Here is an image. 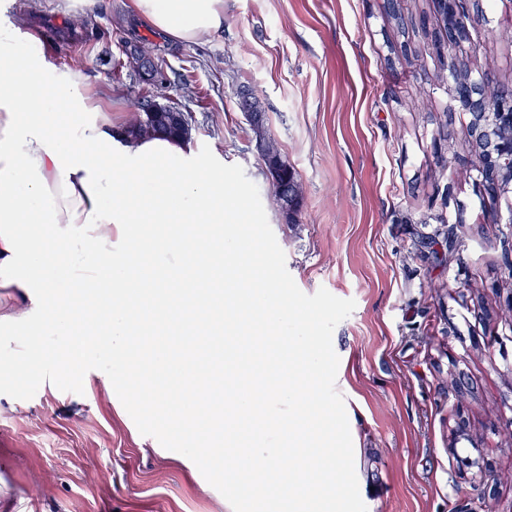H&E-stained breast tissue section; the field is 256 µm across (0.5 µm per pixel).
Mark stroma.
Here are the masks:
<instances>
[{
  "label": "stroma",
  "mask_w": 512,
  "mask_h": 512,
  "mask_svg": "<svg viewBox=\"0 0 512 512\" xmlns=\"http://www.w3.org/2000/svg\"><path fill=\"white\" fill-rule=\"evenodd\" d=\"M487 16L456 53L512 89V0ZM19 20L55 32L51 67L81 68L114 118L145 96L189 113L194 153L257 186L298 288L355 301L332 344L368 512H512V203L479 172L436 0H224L223 31L197 42L155 31L129 0L83 13L0 0V22ZM245 94L298 172L299 223L273 199ZM105 380L0 394V512H233Z\"/></svg>",
  "instance_id": "35a3bbf8"
}]
</instances>
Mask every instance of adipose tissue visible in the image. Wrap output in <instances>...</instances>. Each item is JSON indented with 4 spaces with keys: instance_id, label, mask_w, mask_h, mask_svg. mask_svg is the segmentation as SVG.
<instances>
[{
    "instance_id": "ef3b65f1",
    "label": "adipose tissue",
    "mask_w": 512,
    "mask_h": 512,
    "mask_svg": "<svg viewBox=\"0 0 512 512\" xmlns=\"http://www.w3.org/2000/svg\"><path fill=\"white\" fill-rule=\"evenodd\" d=\"M134 14L182 41L196 42L224 28V0H130ZM33 34L0 23V288L21 300L0 309V324L23 332L19 360L1 375L17 383L41 362L49 329L68 337L65 356L81 361L91 333L105 325L113 354L128 355L140 340L132 297L148 290L155 314L169 316L181 338L205 331L218 304L199 293L211 269L216 241L203 224H231L221 162L201 163L188 140L129 138L86 87L81 70L56 72ZM67 108L72 132L55 126ZM192 225L176 238L158 225ZM170 251L171 273L130 283L143 257ZM63 257L81 301L58 295L48 273ZM177 278L180 306L170 304ZM37 299H30L32 289Z\"/></svg>"
}]
</instances>
